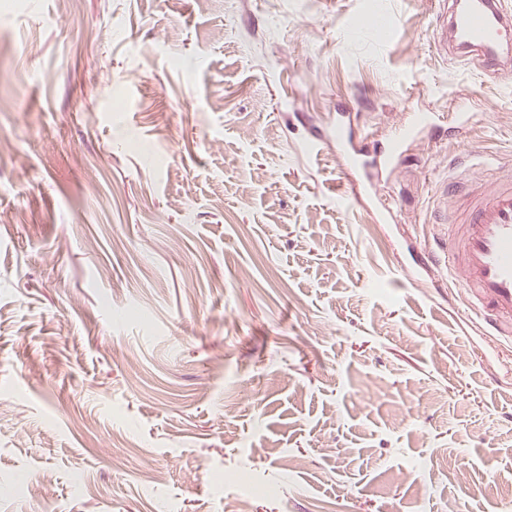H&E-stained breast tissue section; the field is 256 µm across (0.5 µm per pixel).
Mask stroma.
Masks as SVG:
<instances>
[{
  "instance_id": "stroma-1",
  "label": "stroma",
  "mask_w": 512,
  "mask_h": 512,
  "mask_svg": "<svg viewBox=\"0 0 512 512\" xmlns=\"http://www.w3.org/2000/svg\"><path fill=\"white\" fill-rule=\"evenodd\" d=\"M371 2L0 0V512H512V342L423 258L512 84ZM342 106L443 120L344 204Z\"/></svg>"
}]
</instances>
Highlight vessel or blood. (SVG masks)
<instances>
[{"label":"vessel or blood","mask_w":512,"mask_h":512,"mask_svg":"<svg viewBox=\"0 0 512 512\" xmlns=\"http://www.w3.org/2000/svg\"><path fill=\"white\" fill-rule=\"evenodd\" d=\"M442 53L456 60H476L493 73L512 71L500 47L512 35V0H443L439 17ZM436 125L432 112L409 114L392 138L370 148L357 138L350 122L337 117L335 127L307 142L309 160H318L328 139L358 169L361 176L394 172L405 145L421 130ZM431 220L446 229L443 248L430 259L447 254L452 274L471 308L500 335H512V175L492 166L467 171L456 198L447 190L435 193Z\"/></svg>","instance_id":"vessel-or-blood-1"}]
</instances>
